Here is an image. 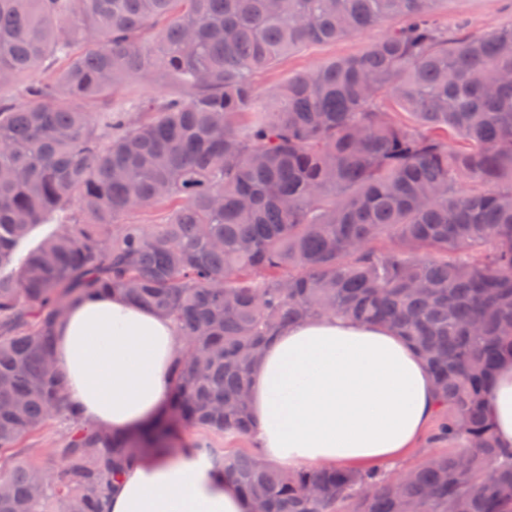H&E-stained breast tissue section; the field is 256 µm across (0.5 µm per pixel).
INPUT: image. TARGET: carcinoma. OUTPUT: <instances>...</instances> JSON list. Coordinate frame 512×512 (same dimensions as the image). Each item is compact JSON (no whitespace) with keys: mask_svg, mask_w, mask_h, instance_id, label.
Masks as SVG:
<instances>
[{"mask_svg":"<svg viewBox=\"0 0 512 512\" xmlns=\"http://www.w3.org/2000/svg\"><path fill=\"white\" fill-rule=\"evenodd\" d=\"M442 2L0 0V89L29 77L0 98V512H102L108 477L184 427L250 437L264 345L325 315L413 346L448 449L393 477L194 447L256 512H512V450L483 414L512 356V27L450 38ZM382 24L360 55L255 84ZM142 75L178 91L113 107ZM151 208L160 223L121 222ZM98 292L185 339L166 406L126 434L87 421L53 366L56 324ZM53 420L57 477L24 446ZM385 28H376L363 35L348 37L336 43L310 45L290 53L273 69L260 72L256 85L263 93L272 91L288 77L302 70L339 56H353L363 51L370 42L383 35Z\"/></svg>","mask_w":512,"mask_h":512,"instance_id":"obj_1","label":"carcinoma"}]
</instances>
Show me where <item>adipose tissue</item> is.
Listing matches in <instances>:
<instances>
[{
	"mask_svg": "<svg viewBox=\"0 0 512 512\" xmlns=\"http://www.w3.org/2000/svg\"><path fill=\"white\" fill-rule=\"evenodd\" d=\"M182 345L175 323L117 294L76 302L55 327L54 362L91 423L121 434L160 412ZM251 437L279 467L396 462L436 411L430 372L393 331L346 317L292 325L249 379ZM484 411L512 447V357L498 365ZM250 500L191 443L152 455L112 481L104 512H251Z\"/></svg>",
	"mask_w": 512,
	"mask_h": 512,
	"instance_id": "1",
	"label": "adipose tissue"
}]
</instances>
